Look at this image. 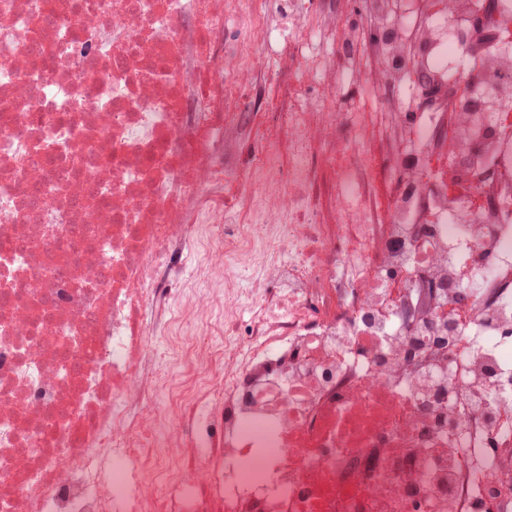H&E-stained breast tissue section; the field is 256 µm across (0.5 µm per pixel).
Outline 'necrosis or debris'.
Listing matches in <instances>:
<instances>
[{
  "instance_id": "1",
  "label": "necrosis or debris",
  "mask_w": 512,
  "mask_h": 512,
  "mask_svg": "<svg viewBox=\"0 0 512 512\" xmlns=\"http://www.w3.org/2000/svg\"><path fill=\"white\" fill-rule=\"evenodd\" d=\"M363 7L0 0V512H512V0ZM229 18L299 67L241 168L257 196L224 171L252 64ZM354 49L391 92L377 148L337 105ZM206 224L227 262L168 291ZM173 308L247 339L191 346L171 384L148 338ZM169 389L159 438L140 406ZM311 4L318 10L335 8L343 21H352L364 25V21L359 14L361 7L359 0H313Z\"/></svg>"
}]
</instances>
